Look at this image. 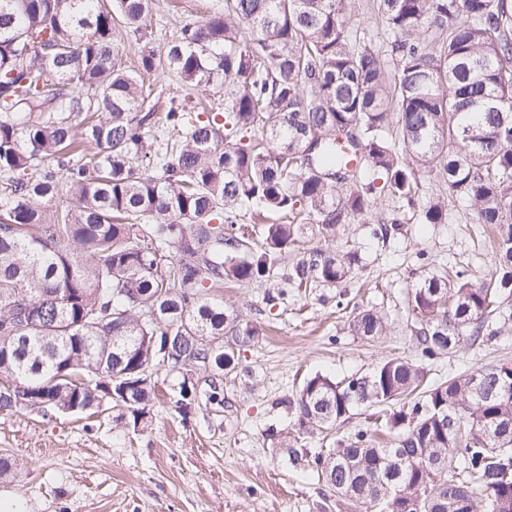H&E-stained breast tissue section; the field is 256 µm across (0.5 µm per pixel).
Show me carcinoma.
I'll use <instances>...</instances> for the list:
<instances>
[{
    "mask_svg": "<svg viewBox=\"0 0 512 512\" xmlns=\"http://www.w3.org/2000/svg\"><path fill=\"white\" fill-rule=\"evenodd\" d=\"M150 0H0V411L65 412L110 399L137 427L152 375L191 361L216 371L256 331L208 297L270 276L300 225L367 219L388 196L421 224H446L443 199L419 204L439 172L496 233L480 283L432 277L414 307L433 360L479 335L512 298V0H378L386 50L347 18L346 0H224L164 53L122 66L113 36L139 33ZM163 72L186 89H224V111L170 100L146 109ZM153 151L160 174L144 166ZM373 173L351 177V156ZM69 205L57 204L60 196ZM283 218L258 252L237 211ZM357 253L322 250L280 283L341 282ZM158 304V315L150 306ZM365 312L351 330L374 337ZM227 338L231 348L216 345ZM512 364L422 385L392 358L370 373L308 378L295 426L390 406L393 439L370 429L334 448H301L336 500L379 512H512ZM468 474L470 482L459 480ZM483 492L477 500L474 490Z\"/></svg>",
    "mask_w": 512,
    "mask_h": 512,
    "instance_id": "carcinoma-1",
    "label": "carcinoma"
}]
</instances>
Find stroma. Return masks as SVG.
Here are the masks:
<instances>
[{
    "mask_svg": "<svg viewBox=\"0 0 512 512\" xmlns=\"http://www.w3.org/2000/svg\"><path fill=\"white\" fill-rule=\"evenodd\" d=\"M224 0H152L141 37H116L123 65H135L143 47L163 52L188 23L223 8ZM154 120L163 123L170 99L191 98L207 109L224 108V92L202 87L185 93L175 78L158 76ZM424 199L446 197L452 221L423 224L405 215L400 232L384 236L398 204L380 197L368 221L335 228L306 225L295 247L261 282L217 292L225 307L257 331L236 354V366L220 373L223 400L184 401L183 380L203 385L206 371L161 369L154 375L159 398L145 425L136 427L112 404L83 413H43L38 408L0 412V454L14 456V474L0 478V512H325L326 489L288 444L331 448L385 417L387 406L355 409L346 420L298 435L288 405L304 380L362 375L393 357L416 358L422 322L412 290L421 281L455 270L475 281L488 278L496 248L469 204L450 196L442 175L419 179ZM317 249L354 251L360 262L344 281L308 289L277 288L284 273ZM383 315L380 336L354 335L359 312ZM493 335L464 337L460 345L425 363L439 381L475 368L512 363V321L496 318Z\"/></svg>",
    "mask_w": 512,
    "mask_h": 512,
    "instance_id": "obj_1",
    "label": "stroma"
}]
</instances>
